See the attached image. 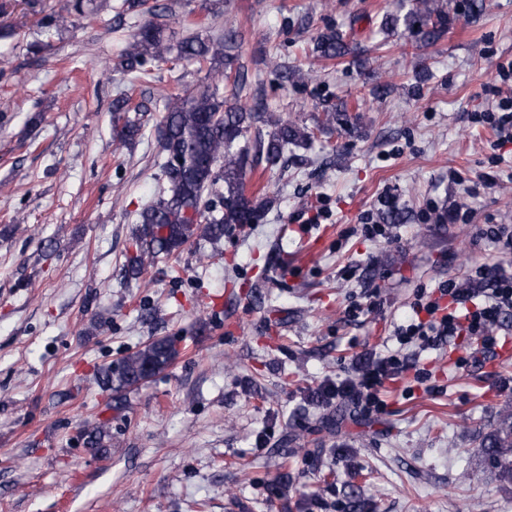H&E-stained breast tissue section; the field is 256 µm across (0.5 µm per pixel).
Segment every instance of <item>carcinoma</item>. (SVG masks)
<instances>
[{
    "instance_id": "carcinoma-1",
    "label": "carcinoma",
    "mask_w": 512,
    "mask_h": 512,
    "mask_svg": "<svg viewBox=\"0 0 512 512\" xmlns=\"http://www.w3.org/2000/svg\"><path fill=\"white\" fill-rule=\"evenodd\" d=\"M146 2L124 0V6L152 16L167 9L160 4L148 7ZM83 8L82 0H59L58 8L44 15L41 24L46 28H65L72 15L82 13ZM401 22L408 28L418 27L421 40L433 44L448 29V13L435 0H413L404 17L392 15L384 19V30L394 31ZM236 43V31L229 29L222 37L196 34L174 46L159 24L146 20L115 64L124 73L145 78L174 53L176 59L205 66L213 73L211 82L195 91L165 96L156 132L164 153L161 171L166 187L137 213L133 249L126 254L123 264L125 271L136 278L157 260L178 255L188 245L201 240L218 243L228 227L252 223L267 201L246 195L248 172L261 163L278 164L288 146H302L313 138L308 128L273 118L261 99L245 106L231 104L220 96L221 81L235 99L247 85L241 68L229 70L235 60L231 51ZM310 52L339 58L353 50L341 32L328 30L305 50ZM273 68L283 86L311 78L298 65L289 67L275 60ZM132 110L138 112L140 106H131L127 95L112 103L114 138L121 145L141 135L140 119L128 116ZM177 354L172 340H154L129 352L118 365L103 369L97 382L118 399L128 387L168 367ZM488 461L502 475L512 477L511 421L504 420V426L491 436Z\"/></svg>"
}]
</instances>
